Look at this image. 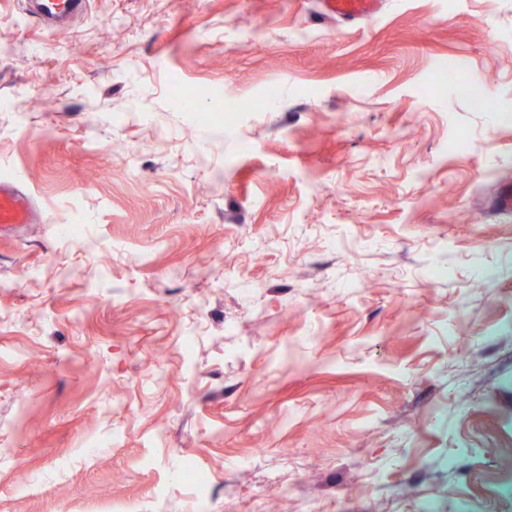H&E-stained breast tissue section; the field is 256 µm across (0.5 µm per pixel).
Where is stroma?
Here are the masks:
<instances>
[{
  "mask_svg": "<svg viewBox=\"0 0 512 512\" xmlns=\"http://www.w3.org/2000/svg\"><path fill=\"white\" fill-rule=\"evenodd\" d=\"M382 2L0 0V512H512V0ZM88 0H26L28 14L34 16L44 29L53 32L67 30L83 15ZM380 0H324L326 12L344 22L368 21L377 15ZM42 218L39 204L18 180L0 177V228L10 224H37Z\"/></svg>",
  "mask_w": 512,
  "mask_h": 512,
  "instance_id": "stroma-1",
  "label": "stroma"
}]
</instances>
